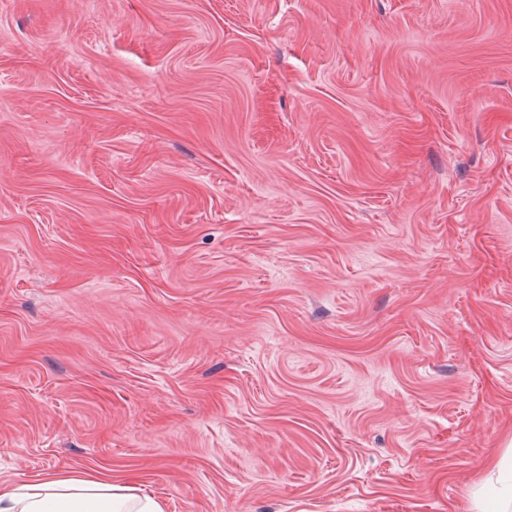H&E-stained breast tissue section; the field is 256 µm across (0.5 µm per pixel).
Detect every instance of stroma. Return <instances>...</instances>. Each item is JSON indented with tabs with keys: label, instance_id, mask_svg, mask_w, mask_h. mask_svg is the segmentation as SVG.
I'll list each match as a JSON object with an SVG mask.
<instances>
[{
	"label": "stroma",
	"instance_id": "stroma-1",
	"mask_svg": "<svg viewBox=\"0 0 512 512\" xmlns=\"http://www.w3.org/2000/svg\"><path fill=\"white\" fill-rule=\"evenodd\" d=\"M512 444V0H0V478L165 512H476Z\"/></svg>",
	"mask_w": 512,
	"mask_h": 512
}]
</instances>
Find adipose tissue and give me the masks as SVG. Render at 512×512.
Masks as SVG:
<instances>
[{"instance_id": "1", "label": "adipose tissue", "mask_w": 512, "mask_h": 512, "mask_svg": "<svg viewBox=\"0 0 512 512\" xmlns=\"http://www.w3.org/2000/svg\"><path fill=\"white\" fill-rule=\"evenodd\" d=\"M481 489L500 512H512V456L489 461ZM0 512H163L153 496L112 479L49 472L0 490Z\"/></svg>"}]
</instances>
